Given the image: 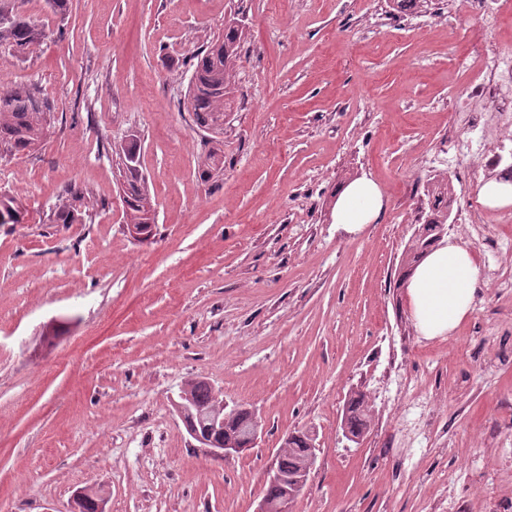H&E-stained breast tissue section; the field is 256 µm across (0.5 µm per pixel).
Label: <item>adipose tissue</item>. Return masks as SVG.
Here are the masks:
<instances>
[{"label":"adipose tissue","instance_id":"1","mask_svg":"<svg viewBox=\"0 0 512 512\" xmlns=\"http://www.w3.org/2000/svg\"><path fill=\"white\" fill-rule=\"evenodd\" d=\"M388 201L369 176L349 181L336 197L332 219L347 236L362 233L384 215ZM480 285L476 256L445 242L433 248L406 284V298L417 332L428 339L452 334L470 314Z\"/></svg>","mask_w":512,"mask_h":512}]
</instances>
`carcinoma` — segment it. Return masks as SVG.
Returning <instances> with one entry per match:
<instances>
[{
  "label": "carcinoma",
  "mask_w": 512,
  "mask_h": 512,
  "mask_svg": "<svg viewBox=\"0 0 512 512\" xmlns=\"http://www.w3.org/2000/svg\"><path fill=\"white\" fill-rule=\"evenodd\" d=\"M44 30L20 13L11 14V19L0 25V43L14 48L16 53L25 54L44 39ZM245 38L244 26L237 17L224 22V32L194 56L193 73L196 77L194 90L187 91L185 109L191 112L195 126L212 134L211 147L203 160L201 175L208 181L220 176L224 171V150L215 135L224 131L227 102L226 95L236 91L235 71L241 43ZM51 104L38 90L15 87L0 95V145L14 153H24L33 149L46 136L50 128ZM127 187L123 197L131 213H136L148 200V191L138 170L124 169ZM69 202L55 213V221L72 224L77 220L81 208L85 206V196L79 191L68 192ZM23 213L14 206L12 198L0 196V224H20ZM448 223V211L435 214L432 222L421 224L412 247L405 255L404 275L418 265L437 244L436 226ZM192 399L191 412L185 415L184 424H200L199 414L214 404V390L203 380L189 383ZM372 418L365 406L364 397L349 401L345 425L354 434H360L370 427ZM311 438L305 434L282 444L286 451L279 455L278 466L287 477L298 473L300 466L312 452Z\"/></svg>",
  "instance_id": "carcinoma-1"
}]
</instances>
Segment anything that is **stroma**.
<instances>
[{"instance_id": "obj_1", "label": "stroma", "mask_w": 512, "mask_h": 512, "mask_svg": "<svg viewBox=\"0 0 512 512\" xmlns=\"http://www.w3.org/2000/svg\"><path fill=\"white\" fill-rule=\"evenodd\" d=\"M46 32L0 47V86L53 105L35 151L0 146V512H256L285 437H315L293 512H498L512 498V222L452 224L480 288L455 334L417 333L399 284L429 181L456 202L481 181L449 161L459 99L485 51L512 50V11L429 0H0ZM238 12L246 29L224 173L178 108L192 57ZM139 147L155 235L126 229L115 152ZM370 175L388 199L338 232V188ZM86 205L55 212L67 189ZM202 378L255 411L254 448L214 457L173 402ZM364 394L369 431L341 428ZM212 146L209 148L205 159L203 160V169L201 175L203 181H209L214 177H219L224 171V150L222 143L216 137H210L209 142ZM69 202L63 208L54 214L55 221L60 224H72L77 220L81 208L85 207V196L79 191H69ZM57 223V224H59Z\"/></svg>"}]
</instances>
